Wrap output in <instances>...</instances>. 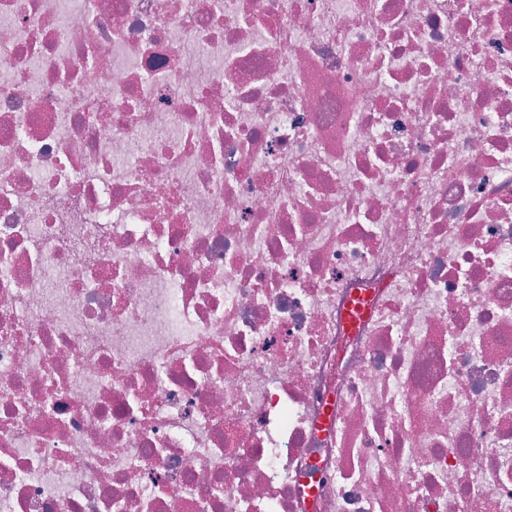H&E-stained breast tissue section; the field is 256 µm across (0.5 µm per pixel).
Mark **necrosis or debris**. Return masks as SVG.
<instances>
[{"instance_id":"1","label":"necrosis or debris","mask_w":512,"mask_h":512,"mask_svg":"<svg viewBox=\"0 0 512 512\" xmlns=\"http://www.w3.org/2000/svg\"><path fill=\"white\" fill-rule=\"evenodd\" d=\"M0 512H512V0H0Z\"/></svg>"}]
</instances>
